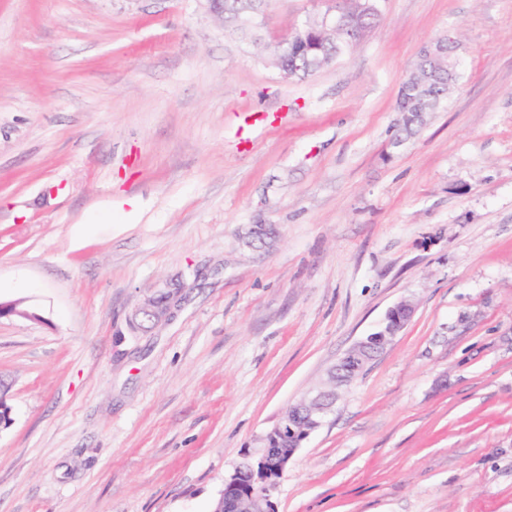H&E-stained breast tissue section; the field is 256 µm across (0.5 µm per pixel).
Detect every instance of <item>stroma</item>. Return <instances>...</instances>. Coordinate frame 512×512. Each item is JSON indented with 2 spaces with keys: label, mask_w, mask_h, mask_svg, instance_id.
Wrapping results in <instances>:
<instances>
[{
  "label": "stroma",
  "mask_w": 512,
  "mask_h": 512,
  "mask_svg": "<svg viewBox=\"0 0 512 512\" xmlns=\"http://www.w3.org/2000/svg\"><path fill=\"white\" fill-rule=\"evenodd\" d=\"M326 0H0V512H212L255 440L412 320L293 457L277 512H512V0H379L304 79ZM459 80L395 145L420 48ZM275 229L255 240L253 225ZM182 277L170 319L135 307ZM224 1V23L231 25L229 31L238 34L243 38H252L253 34L240 26L239 20L246 17L249 12L239 14V11L246 8L253 9L256 3L248 0H223ZM376 2L377 0H336V6L328 7L318 16L324 30L316 26L317 16L310 17L307 20V25L305 22L295 32L302 30L306 25L303 31L288 38V51L282 48L274 56V65L288 77L308 76L328 65L333 59L321 53L315 65L308 69L305 64L306 57L310 55L308 47L312 43H316L328 53L336 50V57L339 56L341 53H338L337 49L340 48V45L344 51L349 49L352 44L345 39L340 44L341 37L336 33V31L344 33L348 27L344 15L347 16L351 24V30L355 37L354 44L377 20L379 13ZM336 9H339L344 15ZM325 30L334 32L336 35ZM306 31H309L308 35L305 34Z\"/></svg>",
  "instance_id": "stroma-1"
}]
</instances>
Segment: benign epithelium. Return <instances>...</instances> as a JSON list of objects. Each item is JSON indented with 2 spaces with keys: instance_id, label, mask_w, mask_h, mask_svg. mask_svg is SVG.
Returning a JSON list of instances; mask_svg holds the SVG:
<instances>
[{
  "instance_id": "7a95c632",
  "label": "benign epithelium",
  "mask_w": 512,
  "mask_h": 512,
  "mask_svg": "<svg viewBox=\"0 0 512 512\" xmlns=\"http://www.w3.org/2000/svg\"><path fill=\"white\" fill-rule=\"evenodd\" d=\"M323 29L343 33L348 24L332 5L319 15ZM186 284L165 285L163 301L147 298L133 313L132 320L151 330L166 321L179 303ZM414 314V307L401 301L391 307L378 328L354 344L329 371L328 380L288 406L277 423L261 435L254 452H246L233 472L224 478V512H277L272 493L288 471L290 462L310 435L326 421L336 402V388L360 374L376 356L402 332ZM284 448H271L272 440Z\"/></svg>"
}]
</instances>
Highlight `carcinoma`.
I'll list each match as a JSON object with an SVG mask.
<instances>
[{"label":"carcinoma","instance_id":"cac0c4a2","mask_svg":"<svg viewBox=\"0 0 512 512\" xmlns=\"http://www.w3.org/2000/svg\"><path fill=\"white\" fill-rule=\"evenodd\" d=\"M336 8L347 16L355 38H360L373 26L379 13L377 0H335ZM250 0H224V23L230 31L243 38L253 34L240 26L246 17L242 10L253 9ZM316 43L330 53L340 48V35L332 34L316 26V18L307 20L305 30L288 38V50H280L274 56V65L286 76H308L332 62L321 54L315 65L307 68L305 59L308 47ZM456 45H448V56L439 62L424 56L415 63L414 71L403 82L397 99L398 112L402 114V131L412 136L424 124V114L437 111L448 99V87L458 81L455 62Z\"/></svg>","mask_w":512,"mask_h":512}]
</instances>
